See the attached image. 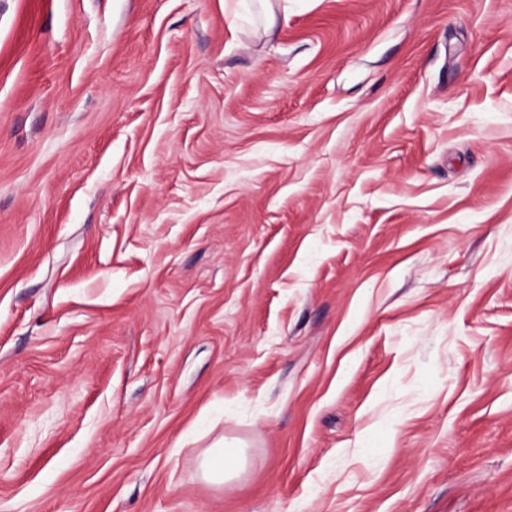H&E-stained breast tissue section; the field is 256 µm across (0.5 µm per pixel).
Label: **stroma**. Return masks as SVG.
<instances>
[{"label":"stroma","instance_id":"obj_1","mask_svg":"<svg viewBox=\"0 0 512 512\" xmlns=\"http://www.w3.org/2000/svg\"><path fill=\"white\" fill-rule=\"evenodd\" d=\"M0 512H512V0H0ZM240 445L217 442L200 454L202 477L210 483L223 485L237 479L245 468V451Z\"/></svg>","mask_w":512,"mask_h":512}]
</instances>
